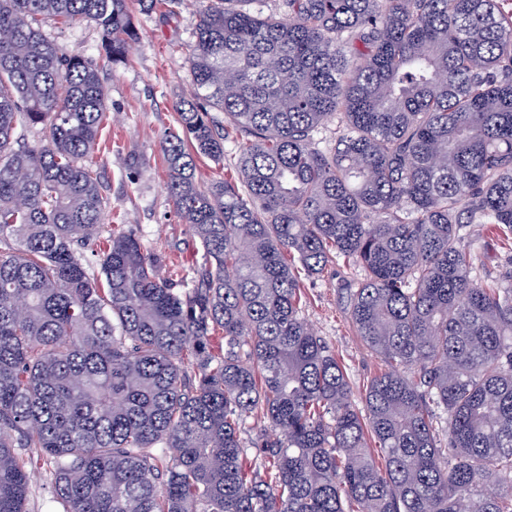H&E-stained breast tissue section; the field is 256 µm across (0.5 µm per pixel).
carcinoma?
<instances>
[{"instance_id":"carcinoma-1","label":"carcinoma","mask_w":512,"mask_h":512,"mask_svg":"<svg viewBox=\"0 0 512 512\" xmlns=\"http://www.w3.org/2000/svg\"><path fill=\"white\" fill-rule=\"evenodd\" d=\"M254 1L198 11L164 152L203 262L175 281L132 231L89 273L105 88L39 27L90 21L117 66L128 0H0V512H26L18 448L63 512H512V283L460 246L466 224L512 238V10ZM232 133L234 174L199 183ZM338 259L385 365L363 413L300 315L302 279Z\"/></svg>"}]
</instances>
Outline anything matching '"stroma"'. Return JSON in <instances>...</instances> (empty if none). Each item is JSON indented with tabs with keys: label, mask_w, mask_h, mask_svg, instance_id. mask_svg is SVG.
<instances>
[{
	"label": "stroma",
	"mask_w": 512,
	"mask_h": 512,
	"mask_svg": "<svg viewBox=\"0 0 512 512\" xmlns=\"http://www.w3.org/2000/svg\"><path fill=\"white\" fill-rule=\"evenodd\" d=\"M140 38L126 63L99 57L100 34L93 23L63 25L45 17L41 26L67 54L95 60L107 94L106 118L98 137L102 194L107 202L104 235L134 231L148 251L162 254L173 276L201 260L198 243L177 214L167 192L169 168L162 139L176 125L179 103L193 92L187 47L197 24L195 0L176 14L164 7L147 11L129 0ZM473 274L483 282L512 277V244L486 225H466ZM360 270L336 262L319 278L306 281L302 317L345 366L352 400L363 405L366 388L384 365L358 335L348 310Z\"/></svg>",
	"instance_id": "obj_1"
}]
</instances>
